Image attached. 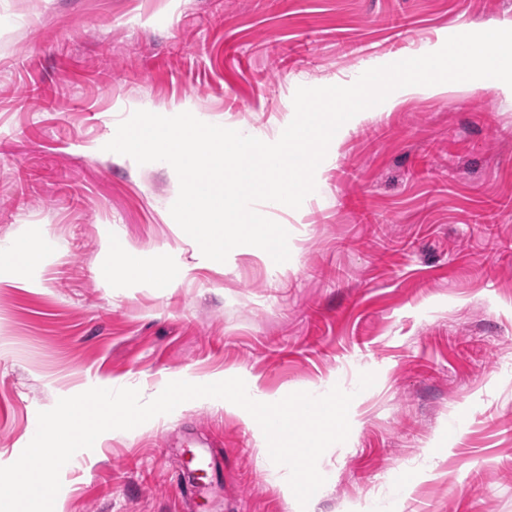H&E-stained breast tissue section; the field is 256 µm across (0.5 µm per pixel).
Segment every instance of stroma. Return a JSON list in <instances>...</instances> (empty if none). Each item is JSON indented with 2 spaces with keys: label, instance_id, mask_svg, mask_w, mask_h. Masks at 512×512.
Wrapping results in <instances>:
<instances>
[{
  "label": "stroma",
  "instance_id": "stroma-1",
  "mask_svg": "<svg viewBox=\"0 0 512 512\" xmlns=\"http://www.w3.org/2000/svg\"><path fill=\"white\" fill-rule=\"evenodd\" d=\"M493 29L512 0H0V245L44 247L0 260V466L60 398L223 374L353 394L307 508L257 428L194 401L76 452L54 512H512V87L397 90L353 122L300 208L257 203L289 233L277 265L205 258L174 169L104 149L139 109L273 143L298 87ZM112 243L163 253L172 287L115 276ZM192 453L213 463L197 493L176 483ZM42 253L43 248L41 244L27 238L16 239L4 249L1 247V259L7 258L26 264L38 263Z\"/></svg>",
  "mask_w": 512,
  "mask_h": 512
}]
</instances>
